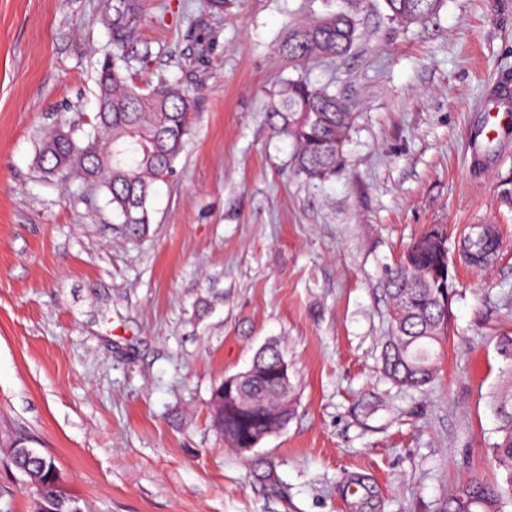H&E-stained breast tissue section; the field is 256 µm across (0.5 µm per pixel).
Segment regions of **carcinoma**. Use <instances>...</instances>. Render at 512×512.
<instances>
[{
	"label": "carcinoma",
	"mask_w": 512,
	"mask_h": 512,
	"mask_svg": "<svg viewBox=\"0 0 512 512\" xmlns=\"http://www.w3.org/2000/svg\"><path fill=\"white\" fill-rule=\"evenodd\" d=\"M143 0H104L101 20L109 31L112 50L104 53L97 79L96 112L91 132L59 123L38 145L36 164L49 177L80 178L105 190L112 211L131 237L150 224L148 202L157 182L169 176L189 130L194 89L178 82L160 81L144 88L125 71L135 56L143 22ZM442 0H384L393 19L420 22L435 14ZM359 20L348 11L315 17L291 27L276 53L300 66L314 59L343 57L353 45ZM273 129L292 138L297 147L298 171L325 179L336 174L342 161L352 113L343 100L303 78L290 79L270 110ZM499 247L492 228L473 227L463 250L470 264L489 263ZM448 239L436 225L420 236L393 265L385 267L384 286L391 302L392 336L382 352L386 377L394 384L418 389L436 377L434 346L446 336L451 318L442 299L435 267L448 265ZM284 357L275 346L254 357L253 376L240 390L224 394L217 386L211 413L225 443H241L283 425L292 411L291 381L279 374ZM498 439L491 457L501 480L474 476L448 495L446 512H504L512 502V386L495 399ZM10 458L26 483L35 487L33 512H83L79 499L57 489L56 467L36 449L17 445Z\"/></svg>",
	"instance_id": "obj_1"
}]
</instances>
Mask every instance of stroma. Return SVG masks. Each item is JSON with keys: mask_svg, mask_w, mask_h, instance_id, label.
<instances>
[{"mask_svg": "<svg viewBox=\"0 0 512 512\" xmlns=\"http://www.w3.org/2000/svg\"><path fill=\"white\" fill-rule=\"evenodd\" d=\"M203 3H145L134 80L196 94L132 238L105 192L34 165L44 127L95 111L102 0H0V512H33L19 443L85 512H445L453 486L494 477L492 397L512 381V124L487 113L512 78V0H443L412 24L383 0H230L198 26ZM341 7L361 19L345 57H278L289 26ZM300 76L354 116L325 180L271 125ZM434 224L458 285L416 391L381 369L382 266ZM477 224L500 237L480 271L459 247ZM272 341L293 414L241 453L209 400Z\"/></svg>", "mask_w": 512, "mask_h": 512, "instance_id": "35a3bbf8", "label": "stroma"}]
</instances>
